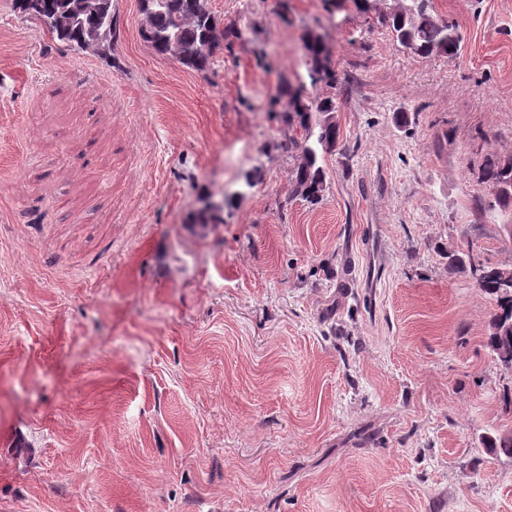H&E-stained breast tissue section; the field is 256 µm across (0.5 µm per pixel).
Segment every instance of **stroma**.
I'll return each mask as SVG.
<instances>
[{"label":"stroma","mask_w":512,"mask_h":512,"mask_svg":"<svg viewBox=\"0 0 512 512\" xmlns=\"http://www.w3.org/2000/svg\"><path fill=\"white\" fill-rule=\"evenodd\" d=\"M457 56L395 46L325 0H209L196 71L113 0L108 57L0 0V512H512V0H434ZM339 84L322 200L273 100L307 97V33ZM220 220L204 224L207 207ZM481 184L488 187L487 210L509 209L512 205V155H491L481 167ZM472 245L469 241L464 242L457 250L448 253V263L453 267L465 269L466 261H469L470 272L480 275L478 285L486 293L492 295L496 301V310L489 322L487 346L500 360V353L511 354L512 356V298H503L499 288L504 283L512 284V269L485 266L480 262L473 261ZM501 355L504 364L511 363L509 355ZM506 369H510L504 366Z\"/></svg>","instance_id":"35a3bbf8"}]
</instances>
